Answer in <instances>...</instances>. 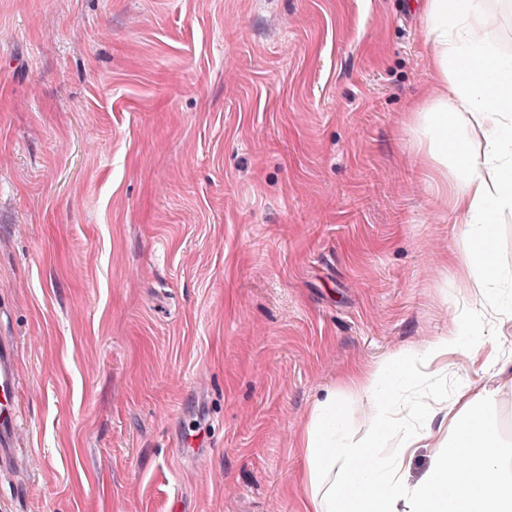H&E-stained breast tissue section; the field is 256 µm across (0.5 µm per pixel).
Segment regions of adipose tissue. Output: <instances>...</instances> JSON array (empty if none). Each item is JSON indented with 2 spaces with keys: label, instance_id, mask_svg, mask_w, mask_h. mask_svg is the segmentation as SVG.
<instances>
[{
  "label": "adipose tissue",
  "instance_id": "adipose-tissue-1",
  "mask_svg": "<svg viewBox=\"0 0 512 512\" xmlns=\"http://www.w3.org/2000/svg\"><path fill=\"white\" fill-rule=\"evenodd\" d=\"M423 9L434 81L408 120L424 128L417 151L463 220L452 262L475 305L470 316L452 318L445 335L348 367L312 404L296 441L306 462L295 476L302 512H512V448L496 415L512 390V354L486 327L490 317L512 320V271L495 243L498 218L512 217V55L492 38L512 0H424ZM458 361L474 378L434 395L414 417L400 415L405 384ZM345 392L365 403L356 441L344 430ZM423 446L433 449V464L412 484L405 472Z\"/></svg>",
  "mask_w": 512,
  "mask_h": 512
}]
</instances>
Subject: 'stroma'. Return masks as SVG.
<instances>
[{
    "label": "stroma",
    "mask_w": 512,
    "mask_h": 512,
    "mask_svg": "<svg viewBox=\"0 0 512 512\" xmlns=\"http://www.w3.org/2000/svg\"><path fill=\"white\" fill-rule=\"evenodd\" d=\"M415 0H0L10 512H300L348 365L472 300Z\"/></svg>",
    "instance_id": "obj_1"
}]
</instances>
